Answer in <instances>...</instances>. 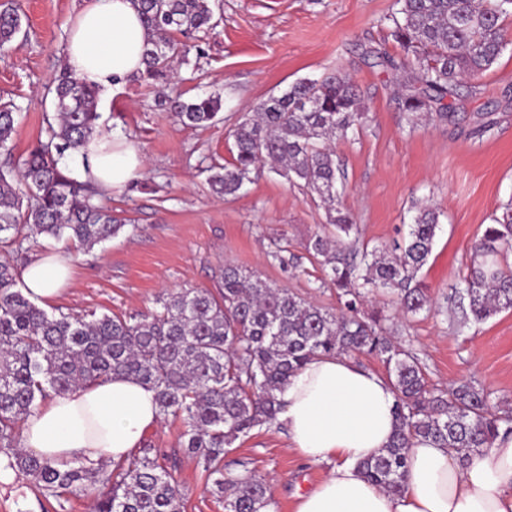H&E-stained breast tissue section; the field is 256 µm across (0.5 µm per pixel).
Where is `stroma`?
Instances as JSON below:
<instances>
[{"instance_id": "1", "label": "stroma", "mask_w": 512, "mask_h": 512, "mask_svg": "<svg viewBox=\"0 0 512 512\" xmlns=\"http://www.w3.org/2000/svg\"><path fill=\"white\" fill-rule=\"evenodd\" d=\"M23 13L24 37L0 51V98H15L13 159L23 158L44 135L51 107L49 80L64 64L70 20L82 0H14ZM218 27L203 43L198 68L182 66L169 83L143 76L98 99L104 124L132 141L146 158L143 177L104 197L129 228L91 252L67 239L24 233L0 249L16 270L38 253L67 256L73 281L51 306L74 315L135 316L152 312L163 295L183 288L216 289L224 264L254 272L331 310L335 289L317 285L320 275L305 250L325 224L319 201L284 178L261 171L236 197L214 194L210 167L232 161L228 137L235 119L261 99L298 79L340 70L359 86L368 120L348 139L336 141L347 187L341 197L369 247L385 249L406 232L418 204L439 213L432 253L420 272L433 306L412 319L398 317L388 296H374L365 313L385 316L395 342L411 345L431 384L446 387L471 380L512 403V310L465 335H454L439 311L450 288L459 285L474 243L486 224L512 206V44L476 80L474 92L452 100L466 122L448 124L437 114L408 127L399 102L402 91L390 71L377 66L372 50L395 59L404 50L389 35L395 0H218ZM219 93L221 121L201 128L181 125L163 104L171 91ZM489 114L490 131L473 135L475 115ZM275 238L288 241L296 267L283 268L270 255ZM232 473L248 471L264 480L276 512H295L296 495L328 474L291 450L286 431L274 422L238 441L226 458ZM172 475L183 493L182 512H224L195 462L181 457ZM92 497L77 490L65 502L44 497L18 477L0 484V512H90Z\"/></svg>"}]
</instances>
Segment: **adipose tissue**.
I'll use <instances>...</instances> for the list:
<instances>
[{"instance_id": "obj_1", "label": "adipose tissue", "mask_w": 512, "mask_h": 512, "mask_svg": "<svg viewBox=\"0 0 512 512\" xmlns=\"http://www.w3.org/2000/svg\"><path fill=\"white\" fill-rule=\"evenodd\" d=\"M148 32L132 0H84L73 18L64 63L82 81L111 90L114 78L144 67ZM83 152L89 175L105 192L141 176L139 149L106 128ZM22 289L52 303L71 279L69 261L42 252L24 268ZM278 415L294 451L330 467L328 476L298 497L296 512H512V435L465 457L431 440L415 439L401 494L369 482L360 461L378 455L397 424L396 392L383 376L350 356H318L280 394ZM160 421L154 391L115 374L103 383L55 396L34 410L20 433L22 447L58 462H121Z\"/></svg>"}]
</instances>
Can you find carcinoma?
<instances>
[{
	"instance_id": "obj_1",
	"label": "carcinoma",
	"mask_w": 512,
	"mask_h": 512,
	"mask_svg": "<svg viewBox=\"0 0 512 512\" xmlns=\"http://www.w3.org/2000/svg\"><path fill=\"white\" fill-rule=\"evenodd\" d=\"M153 33L144 74L167 75L191 47L176 34L202 42L219 24L211 0H135ZM390 35L410 58L396 61L373 50L376 65L400 77L401 110L410 126L435 112L456 123L445 99L461 83L488 71L509 45L512 0H396ZM22 32L19 6L0 9V48ZM53 115L45 138L16 168L0 170V243L8 247L29 231L79 242L86 251L118 235L125 222L99 200L97 185L59 166L98 128V89L63 71L48 89ZM187 127L220 120V94L165 99ZM18 106L0 100V150L10 149ZM367 113L348 74L330 71L302 79L260 100L230 131V165L210 169L213 190L236 195L265 165L290 184L314 193L328 225L305 245L321 267L320 287L334 288L342 308L333 312L278 288L236 266L224 265L217 292L186 288L158 299L159 309L138 317L48 313L27 297L14 267L0 260V453L60 501L75 489L94 495L96 512H181L183 494L168 467L179 454L196 459L207 481L224 497V512H265L267 485L248 474L225 472L235 443L276 419L278 393L313 357L366 353L384 364L397 395V426L390 445L360 463L365 477L388 493L403 490L407 448L430 439L464 455L512 434V408L471 382L442 390L428 384L425 365L410 346L392 341L365 299L380 291L396 298L402 317L428 309L419 273L439 227L430 206L418 208L402 242L390 251L356 248L358 225L338 209L345 178L332 143L362 124ZM512 212L494 218L474 245L462 286L448 293L451 320L462 330L512 310ZM122 373L152 388L159 414L183 422L179 448L161 452L148 444L108 469L80 460L57 463L18 447L19 430L42 402Z\"/></svg>"
}]
</instances>
